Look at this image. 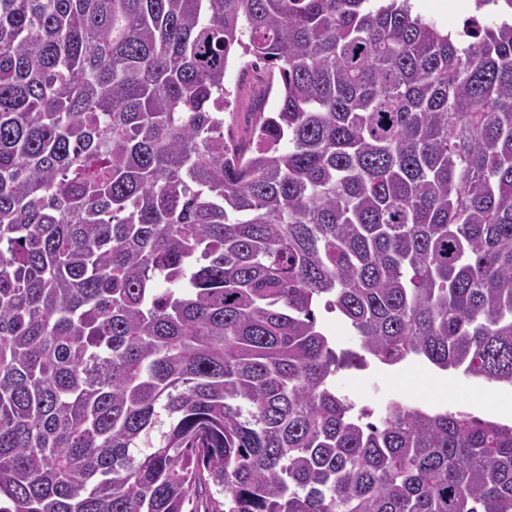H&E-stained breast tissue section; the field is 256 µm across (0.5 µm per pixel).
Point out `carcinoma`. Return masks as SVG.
Returning a JSON list of instances; mask_svg holds the SVG:
<instances>
[{
  "mask_svg": "<svg viewBox=\"0 0 512 512\" xmlns=\"http://www.w3.org/2000/svg\"><path fill=\"white\" fill-rule=\"evenodd\" d=\"M510 11L0 0V512H512V425L336 387L512 385ZM413 14L421 15L425 20L434 22L443 31L455 32L461 30L466 16L471 13L454 12L448 6V0H415ZM249 57L233 60L224 76V85L230 91L228 106L224 109V138L231 134L235 139L244 138L251 119L247 112H268L275 105V85L269 96H264L267 76L252 65L245 67ZM255 109V110H254ZM315 313L323 328L328 334L335 337L341 348L353 347L357 342L356 337L352 336V332L340 320H337L334 314L325 312L323 307L316 309ZM439 374L444 376L437 380ZM485 383L458 371H440L421 359H410L392 367L376 365L367 370L349 369L342 371L336 379L342 392L369 408L376 409L386 397L425 409L463 408L481 419L512 424V392L495 394L490 386L486 397ZM491 398L493 405L489 401ZM493 406L499 416L510 418H500Z\"/></svg>",
  "mask_w": 512,
  "mask_h": 512,
  "instance_id": "carcinoma-1",
  "label": "carcinoma"
}]
</instances>
